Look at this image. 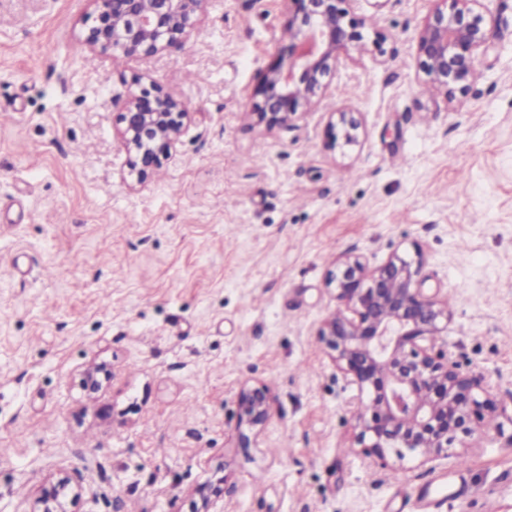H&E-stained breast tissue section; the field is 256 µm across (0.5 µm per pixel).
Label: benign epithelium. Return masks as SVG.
Instances as JSON below:
<instances>
[{"instance_id":"obj_1","label":"benign epithelium","mask_w":512,"mask_h":512,"mask_svg":"<svg viewBox=\"0 0 512 512\" xmlns=\"http://www.w3.org/2000/svg\"><path fill=\"white\" fill-rule=\"evenodd\" d=\"M96 23L84 42L101 54L120 53L149 59L182 46L209 0H93ZM286 44L269 64L253 93L251 113L266 129L289 126L301 109H310L331 95L324 77L354 48L365 51L362 23L353 16L356 0H287ZM484 0H450L425 23L417 57L427 83L438 93H466L479 74L480 56L490 44ZM329 128L332 140L352 144L359 124L339 109ZM188 105L153 82L132 95L119 113L117 136L127 165L143 188L161 165L175 155L187 124ZM422 256L407 260L397 254L381 266L368 267L346 255L330 272L337 313L319 329L322 342L334 352L336 368L368 401L354 414V442L369 457L385 461L387 453L407 454L426 463L450 459L461 433L477 445L482 434L470 427L495 415L496 405L481 397L479 381L462 371L435 340L448 327V302L424 292L419 279ZM242 422L252 428L266 423L269 390L244 387L239 395ZM70 479L42 485L30 512H68L61 501Z\"/></svg>"}]
</instances>
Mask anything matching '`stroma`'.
Wrapping results in <instances>:
<instances>
[{"mask_svg": "<svg viewBox=\"0 0 512 512\" xmlns=\"http://www.w3.org/2000/svg\"><path fill=\"white\" fill-rule=\"evenodd\" d=\"M438 6L357 0L384 55L350 53L332 97L270 132L248 113L286 0H210L144 62L89 52L92 0H0V512L65 475L85 487L68 512H199L216 489L224 512H512L495 432L453 462L352 448L358 391L318 336L339 255L422 252L448 302L437 349L512 408V0H489L482 75L450 100L416 56ZM153 79L193 117L133 192L117 117ZM339 108L356 144L330 137ZM246 383L273 401L245 445Z\"/></svg>", "mask_w": 512, "mask_h": 512, "instance_id": "1", "label": "stroma"}]
</instances>
